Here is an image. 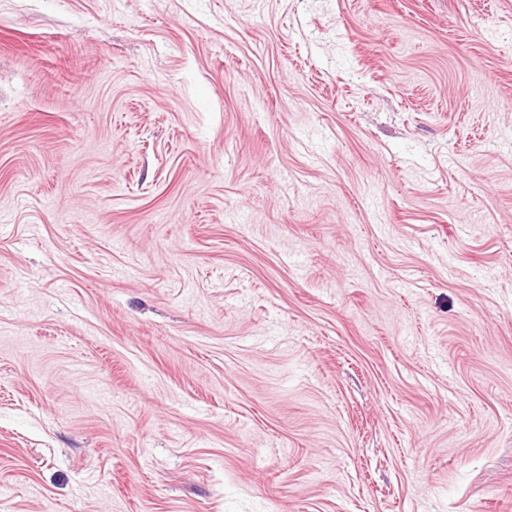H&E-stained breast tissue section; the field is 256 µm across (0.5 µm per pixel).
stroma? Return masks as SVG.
<instances>
[{"instance_id":"1","label":"stroma","mask_w":512,"mask_h":512,"mask_svg":"<svg viewBox=\"0 0 512 512\" xmlns=\"http://www.w3.org/2000/svg\"><path fill=\"white\" fill-rule=\"evenodd\" d=\"M0 512H512V0H0Z\"/></svg>"}]
</instances>
